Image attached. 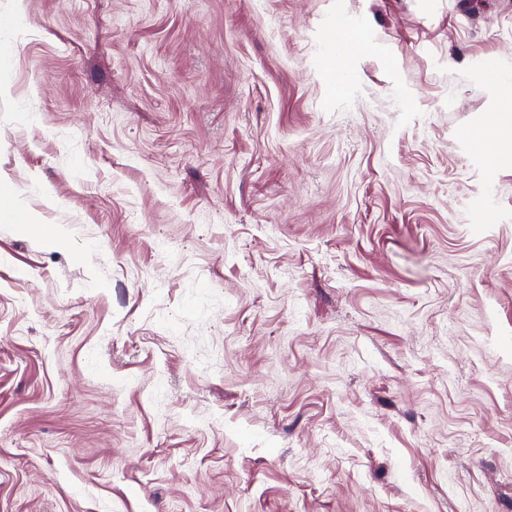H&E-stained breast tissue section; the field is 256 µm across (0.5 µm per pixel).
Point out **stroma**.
I'll use <instances>...</instances> for the list:
<instances>
[{
	"instance_id": "35a3bbf8",
	"label": "stroma",
	"mask_w": 512,
	"mask_h": 512,
	"mask_svg": "<svg viewBox=\"0 0 512 512\" xmlns=\"http://www.w3.org/2000/svg\"><path fill=\"white\" fill-rule=\"evenodd\" d=\"M487 60L512 0H0V512H512ZM347 30L346 22L343 17L336 15V22L328 26L324 31V39L327 44L336 50V55L344 56V50L347 40L344 32ZM0 209L1 215H6L14 223L26 224L25 226H35L31 224L27 214L19 210L12 200V192L6 186L0 187Z\"/></svg>"
}]
</instances>
